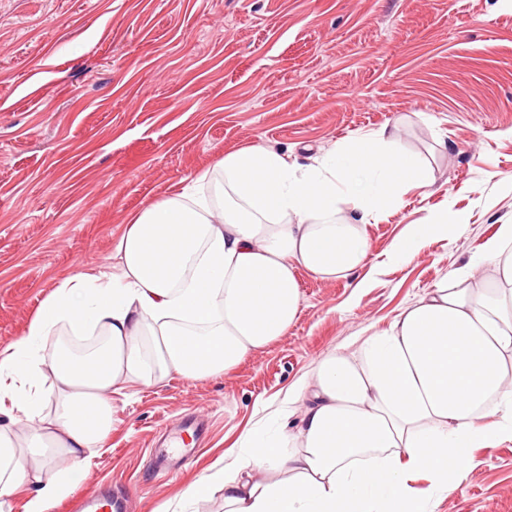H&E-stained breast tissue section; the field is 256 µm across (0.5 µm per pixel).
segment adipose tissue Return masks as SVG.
Returning <instances> with one entry per match:
<instances>
[{
  "label": "adipose tissue",
  "instance_id": "ef3b65f1",
  "mask_svg": "<svg viewBox=\"0 0 512 512\" xmlns=\"http://www.w3.org/2000/svg\"><path fill=\"white\" fill-rule=\"evenodd\" d=\"M220 167L222 205L197 196V177H183L179 190L136 211L110 265L61 282L0 352V384L26 419L0 428V512H11L26 482L25 512H49L72 493L74 466L112 431L114 388L225 373L287 333L300 312L297 270L330 280L363 268L367 225L407 189L431 184L424 162L383 129L308 165L252 146ZM467 221L459 211L430 214L396 254L412 259L426 232ZM60 324L103 339L82 354L47 348ZM294 398L299 413L284 409L277 428H256L238 459L195 481L188 499L206 503L218 485L224 512H425L413 474L428 475L433 495L455 491L471 448L512 439V224L451 284L354 352L323 358ZM493 398L499 418L489 422ZM54 461L65 469L42 478Z\"/></svg>",
  "mask_w": 512,
  "mask_h": 512
}]
</instances>
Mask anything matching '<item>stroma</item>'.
<instances>
[{"mask_svg":"<svg viewBox=\"0 0 512 512\" xmlns=\"http://www.w3.org/2000/svg\"><path fill=\"white\" fill-rule=\"evenodd\" d=\"M398 126L433 183L367 225L358 275L299 271L301 311L228 373L124 385L112 433L73 492L129 493L128 512H196L185 491L278 423L318 362L384 330L512 223V10L500 0H0V349L67 277L112 262L144 203L253 145L309 164L336 143ZM466 211L417 256L393 244L429 213ZM207 436L174 476L149 463L189 414ZM428 512H512V440Z\"/></svg>","mask_w":512,"mask_h":512,"instance_id":"obj_1","label":"stroma"}]
</instances>
